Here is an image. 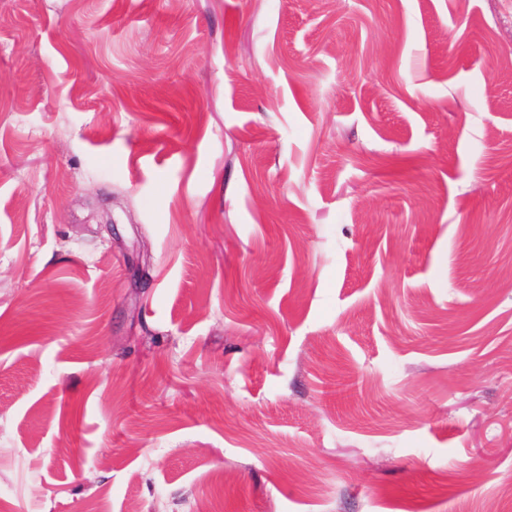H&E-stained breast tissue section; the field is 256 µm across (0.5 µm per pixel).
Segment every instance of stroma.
<instances>
[{
    "label": "stroma",
    "mask_w": 512,
    "mask_h": 512,
    "mask_svg": "<svg viewBox=\"0 0 512 512\" xmlns=\"http://www.w3.org/2000/svg\"><path fill=\"white\" fill-rule=\"evenodd\" d=\"M512 0H0V512H512Z\"/></svg>",
    "instance_id": "1"
}]
</instances>
